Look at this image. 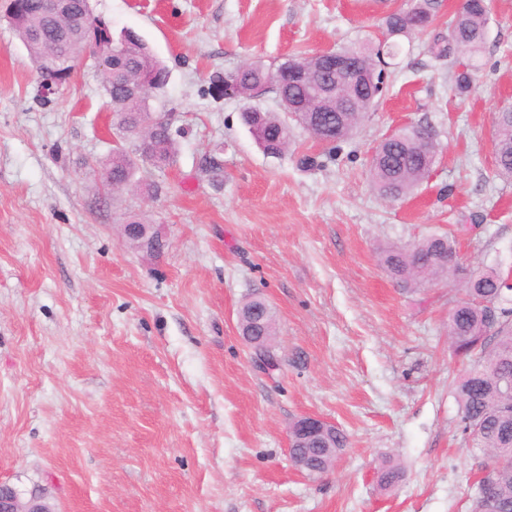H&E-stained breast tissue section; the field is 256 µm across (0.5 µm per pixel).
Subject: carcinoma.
Wrapping results in <instances>:
<instances>
[{"label": "carcinoma", "instance_id": "cac0c4a2", "mask_svg": "<svg viewBox=\"0 0 512 512\" xmlns=\"http://www.w3.org/2000/svg\"><path fill=\"white\" fill-rule=\"evenodd\" d=\"M17 17L10 25L44 80L66 82L71 64L86 50L89 41L107 39L110 29L99 21L94 32L78 30L72 21L89 14L88 0H68L65 13L51 11L46 0H15ZM437 0H406L385 18L387 39L369 42L342 50L357 63L368 78L359 112H320L321 101L315 93L317 82L326 79L319 71V57L292 56L270 70L250 63L226 74L232 97L249 100L264 89L277 95L282 111L301 125L316 140L333 145L350 138L367 112L382 96L385 67L395 57L397 43L392 38L408 36L430 27L436 20ZM488 0H469L467 7L456 12L448 21V38L437 39L430 51L437 58L454 55L462 62L454 72L452 90L457 96L468 94L475 85L479 66L476 59L488 38ZM295 66L312 72L309 84L288 83V70ZM148 78L147 87L114 113L115 144L112 155L96 164L102 176L129 185L136 179L139 163H149L159 169L174 163L178 153L172 126L158 125L141 140L142 117L151 112L149 101L165 92L169 71L151 52L140 36L122 32L112 38V76L105 80L104 91L110 100L124 96L125 87L139 77ZM263 153L277 157L288 150L292 139L288 121L277 112L247 107L241 113ZM420 126L401 129L403 137L384 140L370 166L371 182L385 199L397 200L411 196L427 177L435 162L437 144L426 135L418 134ZM493 150L495 176L512 181V107H503L494 117ZM457 257L455 237L445 233L423 238L408 247H391L384 254V263L395 283L403 288H422L439 279L467 277L473 280L468 292L478 301L457 305L448 313V335L453 354L468 362L469 369L454 384L463 431L472 447L480 449L491 460L478 484L485 495L475 496L472 512H512V395L503 390L512 382V289L504 285L505 273L497 267H472L468 270L453 263ZM491 305L499 322L497 332L483 335L484 308ZM243 308L246 321L255 336L275 334V318L270 307L254 297ZM348 445V437L340 428L329 431L324 440L314 438L310 447L319 473L327 472L335 456ZM401 477L396 466H384L377 481L383 488L394 485Z\"/></svg>", "mask_w": 512, "mask_h": 512}]
</instances>
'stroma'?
Instances as JSON below:
<instances>
[{
    "mask_svg": "<svg viewBox=\"0 0 512 512\" xmlns=\"http://www.w3.org/2000/svg\"><path fill=\"white\" fill-rule=\"evenodd\" d=\"M113 33L142 36L168 67L154 109H174L178 156L146 165L144 194L110 195L93 162L112 152L96 59L41 95L40 76L0 20V484L52 512H471L486 457L462 431L448 344L450 278L409 291L384 250L462 224L471 266L512 269V183L492 175L493 117L512 105V0H490L480 79L463 98L435 24L398 37L375 110L338 148L300 126L265 156L217 92L246 62L383 37L402 0H89ZM428 125L438 155L415 193L381 198L373 149ZM217 154L220 174L200 167ZM315 157V167L299 159ZM135 212L166 241H126ZM261 296L276 316V370L238 328ZM303 416L349 438L328 473L291 463ZM400 465L383 489L377 472Z\"/></svg>",
    "mask_w": 512,
    "mask_h": 512,
    "instance_id": "obj_1",
    "label": "stroma"
}]
</instances>
